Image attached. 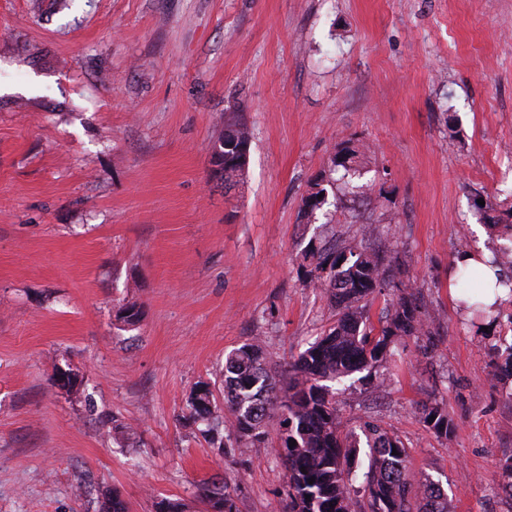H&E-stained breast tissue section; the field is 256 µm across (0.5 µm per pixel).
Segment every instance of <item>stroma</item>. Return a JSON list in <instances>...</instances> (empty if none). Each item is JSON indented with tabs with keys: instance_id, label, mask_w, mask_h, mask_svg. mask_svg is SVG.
<instances>
[{
	"instance_id": "1",
	"label": "stroma",
	"mask_w": 512,
	"mask_h": 512,
	"mask_svg": "<svg viewBox=\"0 0 512 512\" xmlns=\"http://www.w3.org/2000/svg\"><path fill=\"white\" fill-rule=\"evenodd\" d=\"M230 120L251 144L227 189ZM345 140L374 150L366 189L329 188L306 222ZM481 200L512 209V0H0V512H99L107 491L204 512L216 475L237 512H285L277 419L245 453L188 400L201 381L223 400L243 344L284 366L331 327L304 253L366 241L391 265L371 321L408 284L425 327L347 379L345 430L397 437L451 512H512V389L491 375L512 301L488 327L453 293L458 255L501 243ZM421 414L424 422L430 425L438 436L444 437L445 439L451 437L453 434L452 424L440 407L435 405L430 407L424 404L421 407ZM431 416H434V419H431Z\"/></svg>"
}]
</instances>
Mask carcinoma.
<instances>
[{"mask_svg": "<svg viewBox=\"0 0 512 512\" xmlns=\"http://www.w3.org/2000/svg\"><path fill=\"white\" fill-rule=\"evenodd\" d=\"M367 151L363 145L340 148L341 160L335 166L344 169V194H359L360 186L349 178L356 175ZM509 253L512 245L496 248L486 264L500 272L498 284L512 294V275H501L504 267L512 268V263L504 262ZM304 259L317 269L329 270L328 282L319 287L336 306V322L288 364L289 381L282 390L267 370L260 343H246L234 350L224 363V407L218 406L210 384L200 382L189 400L190 418L207 422L204 433L212 434L224 423L223 412H229L237 437L249 449L264 443L267 421L279 417L282 436L276 454L286 471L287 512H450L448 496L439 484L428 477L416 482L410 479L402 442L370 423L362 430L371 455L363 499H357L352 462L359 440L343 433V422L336 413L337 385L383 361L396 339L424 330L416 299L401 290L377 328L369 322L365 299L386 286L384 253L362 246L349 250L341 264L336 252L323 245L309 248ZM495 356L499 361L494 377L505 383L512 379V344L495 350ZM421 414L438 436L451 437L452 424L440 407L424 404ZM291 439L296 440L292 447ZM200 498L211 512H235L222 478L203 483Z\"/></svg>", "mask_w": 512, "mask_h": 512, "instance_id": "1", "label": "carcinoma"}]
</instances>
